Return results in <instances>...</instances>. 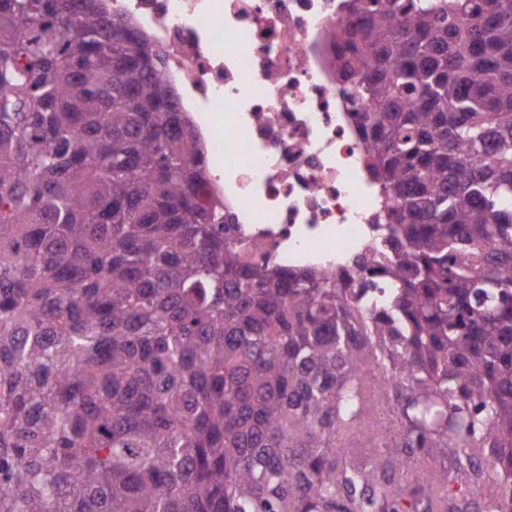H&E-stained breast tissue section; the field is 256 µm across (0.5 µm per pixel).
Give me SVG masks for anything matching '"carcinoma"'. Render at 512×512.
Listing matches in <instances>:
<instances>
[{"label":"carcinoma","instance_id":"carcinoma-1","mask_svg":"<svg viewBox=\"0 0 512 512\" xmlns=\"http://www.w3.org/2000/svg\"><path fill=\"white\" fill-rule=\"evenodd\" d=\"M373 263L249 266L163 54L0 0V512H512V0H349ZM400 422L350 454L365 389ZM450 467L401 483V454Z\"/></svg>","mask_w":512,"mask_h":512}]
</instances>
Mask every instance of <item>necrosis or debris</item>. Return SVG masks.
<instances>
[{"mask_svg": "<svg viewBox=\"0 0 512 512\" xmlns=\"http://www.w3.org/2000/svg\"><path fill=\"white\" fill-rule=\"evenodd\" d=\"M164 55L241 257L373 274L380 191L337 88L348 0H111Z\"/></svg>", "mask_w": 512, "mask_h": 512, "instance_id": "necrosis-or-debris-1", "label": "necrosis or debris"}]
</instances>
